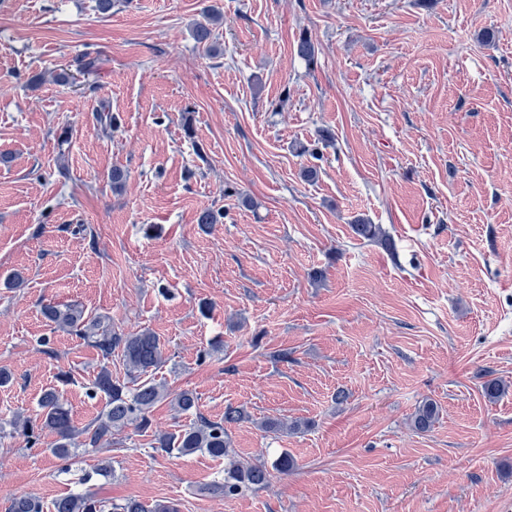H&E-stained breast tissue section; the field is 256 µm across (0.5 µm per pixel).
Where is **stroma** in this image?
I'll return each mask as SVG.
<instances>
[{"instance_id": "stroma-1", "label": "stroma", "mask_w": 512, "mask_h": 512, "mask_svg": "<svg viewBox=\"0 0 512 512\" xmlns=\"http://www.w3.org/2000/svg\"><path fill=\"white\" fill-rule=\"evenodd\" d=\"M214 2L213 55L191 35L202 0H0V420L33 414L63 370L77 427L102 410L96 350L40 314L71 303L165 340L155 379L206 417L244 408L236 456L296 466L206 492L224 462L156 451L155 432L189 423L163 402L151 431L116 434L109 478L97 451L65 464L51 432L30 448L1 428L0 512L72 492L179 512H512V0ZM85 53L97 80L55 82ZM207 207L224 217L204 230ZM359 218L383 237L356 236ZM489 377L509 386L495 401ZM428 399L439 419L419 433ZM266 418L307 427L273 435ZM438 416V406L432 400L425 401L419 406L413 419V428L416 432L425 433L431 430Z\"/></svg>"}]
</instances>
